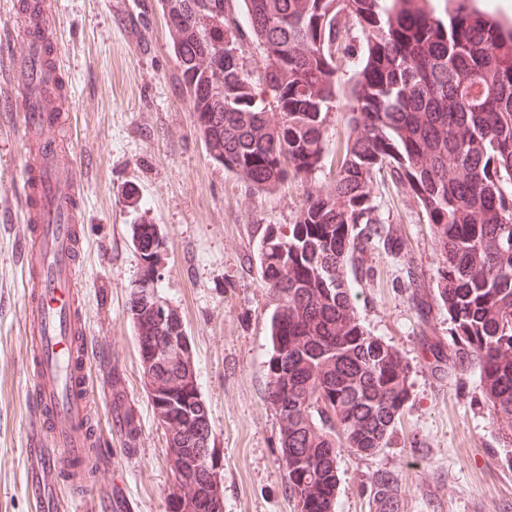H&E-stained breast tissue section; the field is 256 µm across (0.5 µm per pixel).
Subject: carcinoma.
<instances>
[{
    "label": "carcinoma",
    "instance_id": "carcinoma-1",
    "mask_svg": "<svg viewBox=\"0 0 512 512\" xmlns=\"http://www.w3.org/2000/svg\"><path fill=\"white\" fill-rule=\"evenodd\" d=\"M201 137L224 169L258 191L305 181L322 166L328 115L343 111L348 136L327 187L306 191L289 232L263 229L256 262L273 302L267 397L277 410L288 487L300 512H335L340 449L370 455L386 445L407 401V366L369 335L356 291L364 255L393 253L398 239L374 221L369 184L385 172L431 224L458 362L476 365L498 418L512 423V22L477 0H159ZM263 54L254 82L224 40ZM218 91L198 94L203 79ZM142 256L160 252L157 228H133ZM140 354L163 353L171 327L134 326ZM185 377L156 361L152 378ZM187 398L197 422L173 435L203 494L169 497L175 512H215L204 493L213 431L197 388L153 395L157 414ZM114 426L137 446L132 408L114 402ZM376 512H399L394 478L370 482Z\"/></svg>",
    "mask_w": 512,
    "mask_h": 512
}]
</instances>
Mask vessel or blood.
<instances>
[{
  "mask_svg": "<svg viewBox=\"0 0 512 512\" xmlns=\"http://www.w3.org/2000/svg\"><path fill=\"white\" fill-rule=\"evenodd\" d=\"M29 12L31 27L22 54H0V78L8 99L18 109L24 136L48 134L69 110L66 93L38 84L32 68L52 45L55 28L49 0ZM87 167L60 166L55 155L26 164L18 207L25 229L22 265L24 326L31 348L23 364L27 377L29 446L26 450L25 491L33 512H118L123 502L114 496L118 478L112 461L98 447L92 420L104 392L91 388L89 367L112 358V339L89 335L82 311L74 304L73 288L83 247L82 194ZM95 453L98 465L94 489L81 493L85 473L79 462ZM77 489L74 498H48L50 489Z\"/></svg>",
  "mask_w": 512,
  "mask_h": 512,
  "instance_id": "1",
  "label": "vessel or blood"
}]
</instances>
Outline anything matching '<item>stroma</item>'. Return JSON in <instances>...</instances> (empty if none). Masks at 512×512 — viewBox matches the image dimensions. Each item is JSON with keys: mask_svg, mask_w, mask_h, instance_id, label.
<instances>
[{"mask_svg": "<svg viewBox=\"0 0 512 512\" xmlns=\"http://www.w3.org/2000/svg\"><path fill=\"white\" fill-rule=\"evenodd\" d=\"M53 62L72 100L66 157L90 165L83 208L80 302L91 335L117 344L108 373L139 419L135 451L114 436L111 403L95 421L112 434V464L134 512H171L172 452L145 385L129 311L143 267L133 225L162 238L159 294L189 338L200 395L223 460V512H299L281 459V422L266 390L273 308L256 265L265 225L294 223L307 184H330L347 137L327 121L328 152L310 183L255 190L211 156L197 126L158 0H52ZM26 148L0 124V512H31L24 488L27 357L23 324L24 228L13 218ZM378 223L401 250L372 249V277L357 288L364 329L408 367L406 406L384 448L342 450L335 512H374L369 480L394 477L400 512H512V425L497 419L478 369L461 366L436 300L441 262L419 207L390 177L370 185Z\"/></svg>", "mask_w": 512, "mask_h": 512, "instance_id": "stroma-1", "label": "stroma"}]
</instances>
